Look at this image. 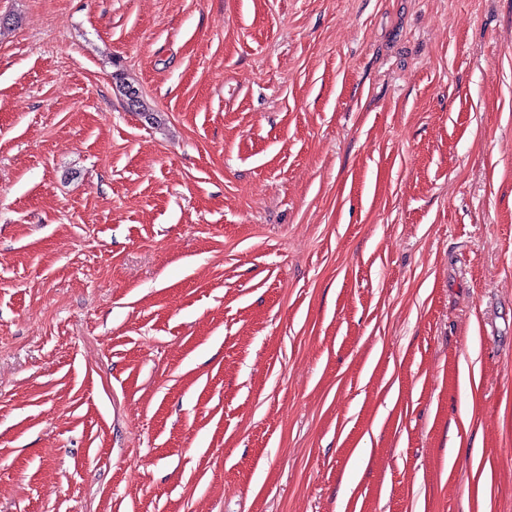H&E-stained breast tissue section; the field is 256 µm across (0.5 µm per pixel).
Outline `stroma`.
Instances as JSON below:
<instances>
[{"mask_svg":"<svg viewBox=\"0 0 512 512\" xmlns=\"http://www.w3.org/2000/svg\"><path fill=\"white\" fill-rule=\"evenodd\" d=\"M1 16L0 512H512V0Z\"/></svg>","mask_w":512,"mask_h":512,"instance_id":"1","label":"stroma"}]
</instances>
